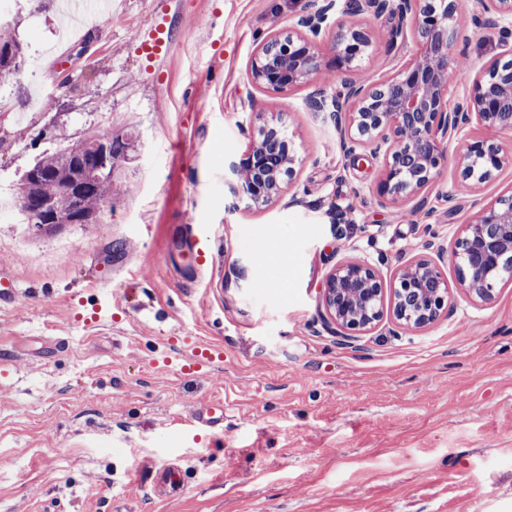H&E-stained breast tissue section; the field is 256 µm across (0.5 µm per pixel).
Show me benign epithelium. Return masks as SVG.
Wrapping results in <instances>:
<instances>
[{
  "instance_id": "1",
  "label": "benign epithelium",
  "mask_w": 512,
  "mask_h": 512,
  "mask_svg": "<svg viewBox=\"0 0 512 512\" xmlns=\"http://www.w3.org/2000/svg\"><path fill=\"white\" fill-rule=\"evenodd\" d=\"M335 0H307L298 17V30L263 44L251 64L255 84L286 94L331 68L355 72L376 42L372 28L352 16L390 14L399 23L389 41L410 26L419 44L417 53L386 78L375 83L349 79L343 91L321 92L309 102L315 112L336 122L340 145L354 160L364 154L379 162L372 199L381 206L415 199L433 188L442 172L448 141L471 125L512 134V0H478L472 21L479 29L498 30L499 57L475 76L469 91L453 100L449 88L455 74L452 52L461 0H347L334 11ZM332 60L322 42L329 29ZM93 151L97 172L112 173L119 163L109 153V141L99 140ZM296 155L281 137L279 122L263 119L245 157L234 166L245 175L241 186L256 206L277 199L285 179L292 177ZM459 164L466 179L482 184L503 168L512 167V151L490 137L463 141ZM450 261L457 284L470 299L483 303L512 282V190L478 205L460 225L453 247L432 232L418 252L386 278L367 260H342L328 274L321 301L323 319L336 334L365 336L386 320L409 330L435 323L448 308L449 287L443 263Z\"/></svg>"
}]
</instances>
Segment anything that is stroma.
<instances>
[{"instance_id":"1","label":"stroma","mask_w":512,"mask_h":512,"mask_svg":"<svg viewBox=\"0 0 512 512\" xmlns=\"http://www.w3.org/2000/svg\"><path fill=\"white\" fill-rule=\"evenodd\" d=\"M64 2L0 12L25 51L0 77V194L17 193L61 132L128 128L137 149L97 223L40 234L21 214L0 221V273L17 285L0 301V512H512V282L476 303L445 266L448 310L421 331L384 324L346 342L320 316L336 262L390 274L425 224L452 235L475 203L512 189V167L472 188L455 141L430 216L413 199L373 205L377 161L345 156L335 123L307 104L344 74L286 96L251 79L300 0H112L67 41ZM463 3L454 96L497 52L471 23L475 0ZM365 23L377 44L359 74L375 82L417 43L390 45V15ZM159 24L172 45L152 61L138 38ZM259 112L283 116L302 205L251 206L230 172ZM172 336L223 357L174 371L161 363ZM218 400L223 429L197 435L191 417Z\"/></svg>"}]
</instances>
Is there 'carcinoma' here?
I'll return each mask as SVG.
<instances>
[{
    "label": "carcinoma",
    "instance_id": "obj_1",
    "mask_svg": "<svg viewBox=\"0 0 512 512\" xmlns=\"http://www.w3.org/2000/svg\"><path fill=\"white\" fill-rule=\"evenodd\" d=\"M0 30L5 32V36H0V76L5 77L11 75V72L7 71L11 66V60L23 58V51L17 39L8 34L9 28L3 27ZM100 135H105V132L89 131L86 137L44 154L23 172L20 181L28 187L31 200L36 204H48L47 211L35 212L28 208L23 200H18L28 223L44 222L57 227L71 224L74 222L75 210L78 207L86 214L98 217L104 203L121 194V184L114 180L89 184L79 200L74 199L62 187L63 178L67 173L87 171L96 166L94 155L85 149V145ZM109 148L112 157L118 161L128 160L129 138L113 136Z\"/></svg>",
    "mask_w": 512,
    "mask_h": 512
}]
</instances>
